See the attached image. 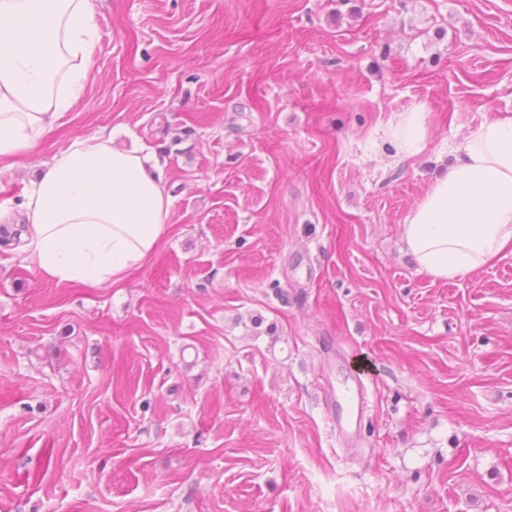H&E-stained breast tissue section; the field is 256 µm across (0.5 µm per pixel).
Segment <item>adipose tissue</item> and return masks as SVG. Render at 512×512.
I'll return each mask as SVG.
<instances>
[{
  "label": "adipose tissue",
  "mask_w": 512,
  "mask_h": 512,
  "mask_svg": "<svg viewBox=\"0 0 512 512\" xmlns=\"http://www.w3.org/2000/svg\"><path fill=\"white\" fill-rule=\"evenodd\" d=\"M97 36L93 0H0V158L27 152L72 110ZM426 118L419 105L388 125L397 155L424 148ZM170 207L156 158L101 135L76 137L26 197L29 256L57 281H120L166 235ZM402 237L418 271L443 282L512 248V113L468 132Z\"/></svg>",
  "instance_id": "ef3b65f1"
}]
</instances>
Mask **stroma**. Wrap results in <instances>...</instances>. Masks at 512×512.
<instances>
[{"label": "stroma", "mask_w": 512, "mask_h": 512, "mask_svg": "<svg viewBox=\"0 0 512 512\" xmlns=\"http://www.w3.org/2000/svg\"><path fill=\"white\" fill-rule=\"evenodd\" d=\"M94 2L79 102L0 174V512H512V252L442 283L402 243L512 113V0ZM94 133L157 155L171 228L119 283L58 282L21 204ZM426 118L425 107L419 105L411 112H403L387 126L385 135L398 156L415 155L424 148L428 138ZM342 395L352 406V410L345 419L336 417V429L347 432L357 429L364 413V398L357 387H349L346 381L341 382Z\"/></svg>", "instance_id": "1"}]
</instances>
